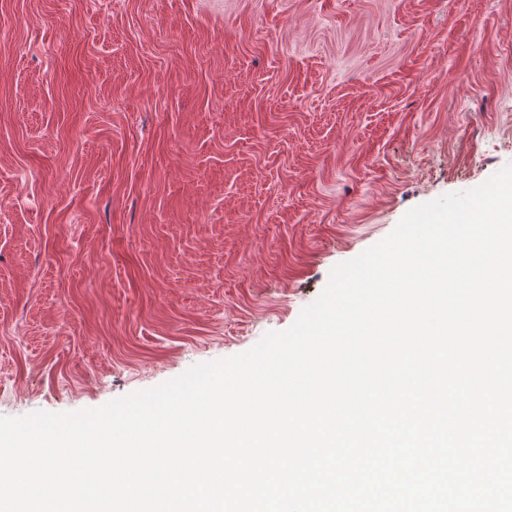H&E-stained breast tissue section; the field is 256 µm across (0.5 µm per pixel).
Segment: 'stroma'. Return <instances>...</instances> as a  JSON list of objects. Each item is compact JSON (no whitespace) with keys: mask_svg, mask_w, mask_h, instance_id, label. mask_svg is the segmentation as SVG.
Listing matches in <instances>:
<instances>
[{"mask_svg":"<svg viewBox=\"0 0 512 512\" xmlns=\"http://www.w3.org/2000/svg\"><path fill=\"white\" fill-rule=\"evenodd\" d=\"M512 163V0H0V416L290 328Z\"/></svg>","mask_w":512,"mask_h":512,"instance_id":"stroma-1","label":"stroma"}]
</instances>
